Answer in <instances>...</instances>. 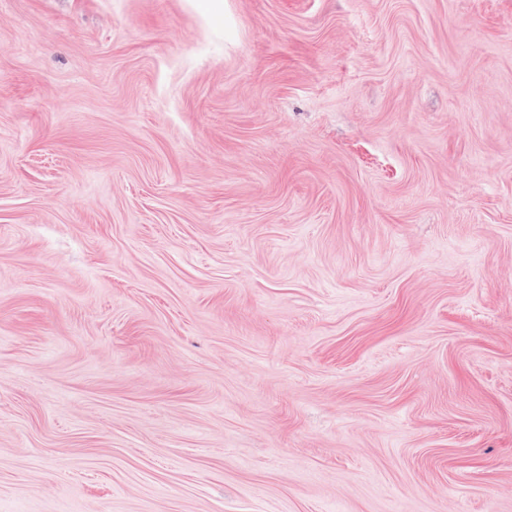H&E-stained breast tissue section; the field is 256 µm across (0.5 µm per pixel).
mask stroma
<instances>
[{
    "label": "stroma",
    "mask_w": 512,
    "mask_h": 512,
    "mask_svg": "<svg viewBox=\"0 0 512 512\" xmlns=\"http://www.w3.org/2000/svg\"><path fill=\"white\" fill-rule=\"evenodd\" d=\"M0 512H512V0H0Z\"/></svg>",
    "instance_id": "1"
}]
</instances>
